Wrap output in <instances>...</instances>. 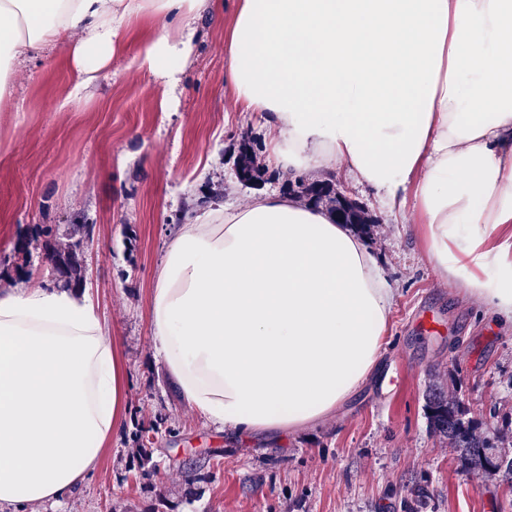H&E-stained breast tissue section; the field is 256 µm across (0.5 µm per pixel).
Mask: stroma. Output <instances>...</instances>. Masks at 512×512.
<instances>
[{"label":"stroma","mask_w":512,"mask_h":512,"mask_svg":"<svg viewBox=\"0 0 512 512\" xmlns=\"http://www.w3.org/2000/svg\"><path fill=\"white\" fill-rule=\"evenodd\" d=\"M235 8L236 0H218L217 13L200 21L166 112L158 82L120 58L75 98L64 60L33 59L16 78L18 131L12 152L0 156V271L9 273L0 289L16 284L15 245L30 227L84 215L95 226L84 247L85 289L120 338L127 371L125 432L60 506L28 512H402V495L418 484L431 497L414 512H512L511 488L457 470L425 409L426 390L440 385L478 420H511L512 326L444 283L423 237L404 232L344 173L336 179L364 209V233L398 290L376 375L334 417L284 446L215 430L186 410L169 382L148 314L184 205L214 183L225 202L244 204L297 180L269 165L262 115L231 105L224 38ZM244 143L266 168L254 187L235 175ZM155 422L159 467L146 479L132 456L134 435Z\"/></svg>","instance_id":"1"}]
</instances>
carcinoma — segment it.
Wrapping results in <instances>:
<instances>
[{"label":"carcinoma","mask_w":512,"mask_h":512,"mask_svg":"<svg viewBox=\"0 0 512 512\" xmlns=\"http://www.w3.org/2000/svg\"><path fill=\"white\" fill-rule=\"evenodd\" d=\"M236 168L247 171L255 181L265 174L245 143L240 148ZM298 188L308 204L316 207L330 205L337 221L343 224L367 223L365 212L358 203L344 201L336 196L335 177L310 182L300 179ZM92 232L93 225L80 215L75 216L71 224L35 227V248L41 254L57 259L53 273L56 280L69 288L79 289L82 286V246L90 239ZM425 401L430 429L434 435L452 445L459 470L477 472L512 486V456L503 451L509 444V438L497 426L490 423L485 426V430H480L481 422L469 417L468 407L459 398L441 388H430L425 395ZM136 441L138 446L135 448V457L141 474L148 477L158 468L149 448L153 439L139 433Z\"/></svg>","instance_id":"cac0c4a2"}]
</instances>
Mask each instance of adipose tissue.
<instances>
[{
  "instance_id": "obj_1",
  "label": "adipose tissue",
  "mask_w": 512,
  "mask_h": 512,
  "mask_svg": "<svg viewBox=\"0 0 512 512\" xmlns=\"http://www.w3.org/2000/svg\"><path fill=\"white\" fill-rule=\"evenodd\" d=\"M212 0H0V112L34 55L73 94L121 55L169 106ZM235 109L261 113L270 159L343 166L439 276L512 324V0H238L224 40ZM413 210H406L407 200ZM397 290L365 239L282 192L202 206L155 275L153 345L187 408L242 438L335 415L381 359ZM121 341L87 292L0 291V506L59 503L126 423Z\"/></svg>"
}]
</instances>
